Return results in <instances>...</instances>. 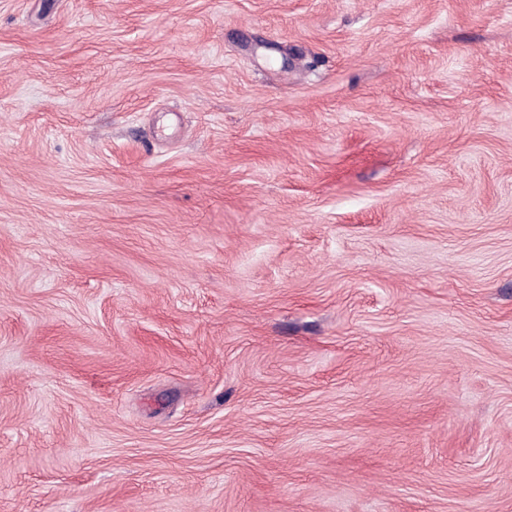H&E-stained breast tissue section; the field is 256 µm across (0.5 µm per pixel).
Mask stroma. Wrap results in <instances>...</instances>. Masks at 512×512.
Instances as JSON below:
<instances>
[{"label": "stroma", "instance_id": "35a3bbf8", "mask_svg": "<svg viewBox=\"0 0 512 512\" xmlns=\"http://www.w3.org/2000/svg\"><path fill=\"white\" fill-rule=\"evenodd\" d=\"M0 512H512V0H0Z\"/></svg>", "mask_w": 512, "mask_h": 512}]
</instances>
